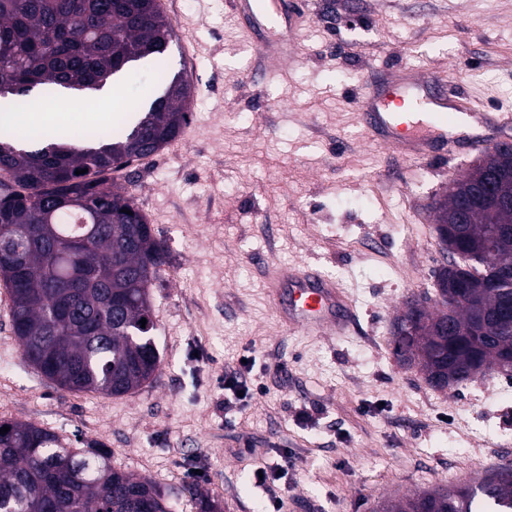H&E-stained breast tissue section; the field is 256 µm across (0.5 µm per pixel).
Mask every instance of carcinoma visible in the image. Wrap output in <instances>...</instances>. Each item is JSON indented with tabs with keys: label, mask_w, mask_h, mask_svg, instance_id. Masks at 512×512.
<instances>
[{
	"label": "carcinoma",
	"mask_w": 512,
	"mask_h": 512,
	"mask_svg": "<svg viewBox=\"0 0 512 512\" xmlns=\"http://www.w3.org/2000/svg\"><path fill=\"white\" fill-rule=\"evenodd\" d=\"M172 37L154 0H0V82L14 86L6 104L36 111V95L99 91L134 62L161 63ZM158 84L163 89L119 134L29 132L23 148L0 139V236L16 241L0 251L12 329L24 358L62 390L122 396L159 366L150 290L166 245L112 180L160 152L186 123L190 83L162 68ZM488 180L512 198V161L490 162ZM472 192L468 179L457 180L433 204L437 223H448ZM494 224L512 228V208L471 210L466 234L481 240ZM453 292L451 301L402 313L397 325L406 333L391 340L397 361L420 368L437 390L512 357V285ZM5 425L0 512H170L152 480L112 468L106 453L68 448L29 422ZM375 512H512V462L474 487L422 490Z\"/></svg>",
	"instance_id": "carcinoma-1"
}]
</instances>
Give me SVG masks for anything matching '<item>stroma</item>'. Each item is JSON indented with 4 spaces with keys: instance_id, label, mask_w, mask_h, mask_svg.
<instances>
[{
    "instance_id": "1",
    "label": "stroma",
    "mask_w": 512,
    "mask_h": 512,
    "mask_svg": "<svg viewBox=\"0 0 512 512\" xmlns=\"http://www.w3.org/2000/svg\"><path fill=\"white\" fill-rule=\"evenodd\" d=\"M170 74L191 119L152 161L114 172L168 253L151 290L160 364L135 392H68L22 355L0 282V422L50 428L154 481L172 512H374L471 484L512 450V375L433 389L393 353L408 296L444 264L432 204L480 155L412 161L366 136L361 75L457 72L459 90L512 111V0H306L302 49L263 85L229 0H161ZM317 265L356 307L345 335L277 322L273 267ZM259 390L226 402L219 379ZM288 455L287 474L256 483Z\"/></svg>"
}]
</instances>
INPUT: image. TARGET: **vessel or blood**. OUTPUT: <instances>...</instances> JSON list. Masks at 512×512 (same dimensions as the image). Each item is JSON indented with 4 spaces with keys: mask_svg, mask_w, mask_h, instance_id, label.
<instances>
[{
    "mask_svg": "<svg viewBox=\"0 0 512 512\" xmlns=\"http://www.w3.org/2000/svg\"><path fill=\"white\" fill-rule=\"evenodd\" d=\"M232 9L246 22V31L264 61L252 70L263 84L270 69L291 60L300 46L296 0H231ZM454 75L415 76L399 69L379 82L365 77L360 85L364 126L376 140L411 158H425L434 146L456 148L468 141L473 149L512 133V114L482 112L466 96L448 98L445 88ZM475 122L479 133L456 130L459 117ZM282 326L312 336L333 337L351 324L355 309L336 282L310 267H279L267 281Z\"/></svg>",
    "mask_w": 512,
    "mask_h": 512,
    "instance_id": "obj_1",
    "label": "vessel or blood"
}]
</instances>
